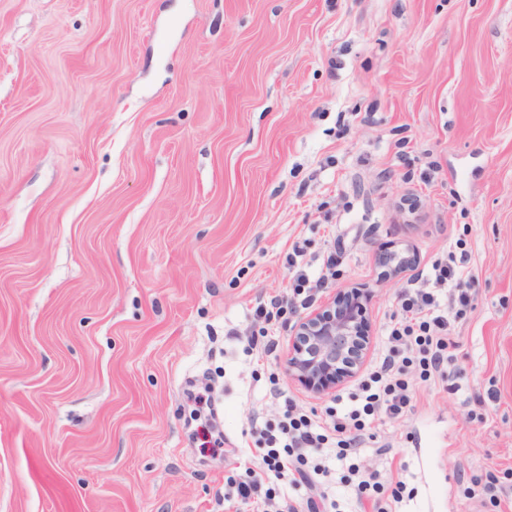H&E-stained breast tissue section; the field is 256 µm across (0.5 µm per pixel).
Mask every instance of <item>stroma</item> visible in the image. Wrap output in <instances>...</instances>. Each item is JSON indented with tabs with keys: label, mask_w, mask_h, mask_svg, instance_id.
I'll return each mask as SVG.
<instances>
[{
	"label": "stroma",
	"mask_w": 512,
	"mask_h": 512,
	"mask_svg": "<svg viewBox=\"0 0 512 512\" xmlns=\"http://www.w3.org/2000/svg\"><path fill=\"white\" fill-rule=\"evenodd\" d=\"M459 241L461 388L416 382L363 456L408 512H512V0H0V512H226L271 386L331 403L291 327L246 351L293 244L341 243L317 303L368 293L373 365ZM203 373L216 452L185 426Z\"/></svg>",
	"instance_id": "1"
}]
</instances>
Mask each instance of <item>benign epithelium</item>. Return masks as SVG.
Masks as SVG:
<instances>
[{"label":"benign epithelium","instance_id":"7a95c632","mask_svg":"<svg viewBox=\"0 0 512 512\" xmlns=\"http://www.w3.org/2000/svg\"><path fill=\"white\" fill-rule=\"evenodd\" d=\"M370 348L365 302L346 304L337 291L322 309L299 318L288 348V376L317 395H328L358 376Z\"/></svg>","mask_w":512,"mask_h":512}]
</instances>
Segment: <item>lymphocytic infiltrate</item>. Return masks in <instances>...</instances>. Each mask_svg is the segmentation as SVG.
Instances as JSON below:
<instances>
[{"label":"lymphocytic infiltrate","mask_w":512,"mask_h":512,"mask_svg":"<svg viewBox=\"0 0 512 512\" xmlns=\"http://www.w3.org/2000/svg\"><path fill=\"white\" fill-rule=\"evenodd\" d=\"M305 255V247L293 245L288 260L295 271L291 295L273 297L251 314L264 339L256 362L272 352L280 320L311 307L337 276L340 250L328 251L314 276L306 269ZM467 262V255L450 252L435 259L428 274L409 280L398 296V312L386 325L387 354L362 378L356 393L335 398L325 417L303 413L283 390H276V397L283 400L282 416L276 428L260 430L267 448L258 464L247 467L246 480L236 485L241 502H254V512H297L289 492L302 488L310 493L308 512H321L320 504L329 493L320 488L319 480L331 475L356 499H371L374 512H392L404 502L406 482L384 483L379 471L361 462L360 453L375 440L382 421L411 412L414 381L447 378L455 360V329L471 309L478 283ZM312 453L318 456L313 465L308 462Z\"/></svg>","instance_id":"lymphocytic-infiltrate-1"}]
</instances>
